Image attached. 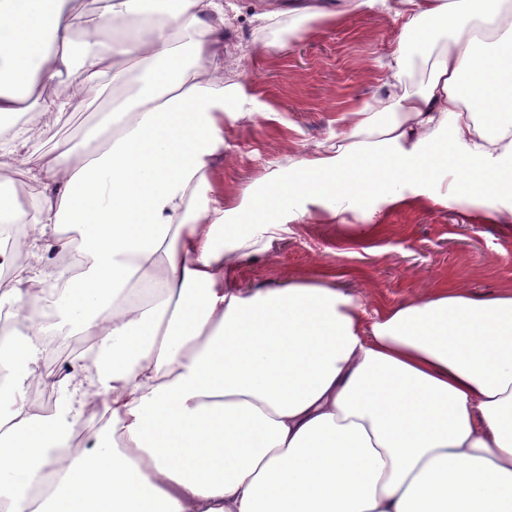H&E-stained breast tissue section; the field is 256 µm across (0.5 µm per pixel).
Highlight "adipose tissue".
Instances as JSON below:
<instances>
[{"instance_id": "ef3b65f1", "label": "adipose tissue", "mask_w": 512, "mask_h": 512, "mask_svg": "<svg viewBox=\"0 0 512 512\" xmlns=\"http://www.w3.org/2000/svg\"><path fill=\"white\" fill-rule=\"evenodd\" d=\"M399 25L374 104L342 115L336 142L312 144L262 191L202 205L224 122L251 123L242 85L224 81V0H108L77 39L72 0H0V118L78 109L99 76L135 91L114 100L74 144L47 150L25 128L5 143L40 192L0 211L31 216L28 253L0 293L7 398L0 426L39 440L22 479L0 483L7 512H512V290L475 295L455 283L367 319L330 281L244 295L224 284L229 254L269 242L333 199L343 224L365 205L360 234L380 230L370 200L391 207L468 199L484 224L512 222V0H350ZM333 20L329 0L260 12ZM457 26L426 87L401 86L430 23ZM26 20L33 73L8 41ZM23 77L22 87L11 80ZM65 81L62 97L43 87ZM80 242L83 272L58 290L43 262ZM153 279L155 293L134 295ZM90 340L94 366L56 382L54 413L24 411L45 381L38 322L47 297ZM91 448L64 454L88 406Z\"/></svg>"}]
</instances>
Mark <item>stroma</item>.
<instances>
[{"label": "stroma", "instance_id": "stroma-1", "mask_svg": "<svg viewBox=\"0 0 512 512\" xmlns=\"http://www.w3.org/2000/svg\"><path fill=\"white\" fill-rule=\"evenodd\" d=\"M235 27L224 38V78L245 88L256 119L225 124L224 195L242 190L301 155L309 144L344 133L343 113L372 102L380 91L382 64L396 34L393 18L357 14L302 25L282 17L268 30L253 21L257 0H228ZM285 48L272 55L266 42ZM252 51L240 60L237 45ZM135 82L113 88L101 78L77 112L34 109L20 115L33 141L47 147L77 140L113 98L134 91ZM467 204L383 207L382 230L362 238L359 213L336 224L309 217L291 222L270 246L235 254L231 285L251 293L291 282L325 279L362 297L369 314L416 300L454 280L465 290L488 294L512 287V224H481Z\"/></svg>", "mask_w": 512, "mask_h": 512}]
</instances>
